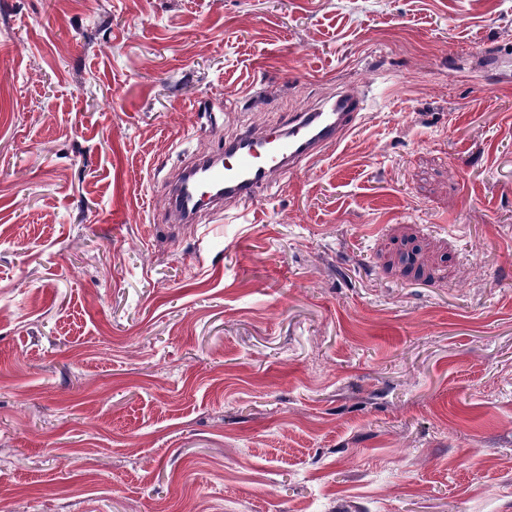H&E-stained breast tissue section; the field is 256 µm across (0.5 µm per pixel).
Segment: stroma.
<instances>
[{
    "label": "stroma",
    "mask_w": 512,
    "mask_h": 512,
    "mask_svg": "<svg viewBox=\"0 0 512 512\" xmlns=\"http://www.w3.org/2000/svg\"><path fill=\"white\" fill-rule=\"evenodd\" d=\"M0 512H512V0H0ZM364 109L363 97L350 90L338 91L333 101L293 115L282 127L251 128L236 139L225 141L224 163L207 166L204 173L202 184L208 188L207 196L210 195L208 209L214 210L225 202L236 205L233 210L224 209L225 223L244 218L246 205L265 186L271 170H290L303 161L310 162L334 151L357 127ZM215 186L224 188V193H216Z\"/></svg>",
    "instance_id": "1"
}]
</instances>
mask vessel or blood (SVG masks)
I'll use <instances>...</instances> for the list:
<instances>
[{
  "label": "vessel or blood",
  "mask_w": 512,
  "mask_h": 512,
  "mask_svg": "<svg viewBox=\"0 0 512 512\" xmlns=\"http://www.w3.org/2000/svg\"><path fill=\"white\" fill-rule=\"evenodd\" d=\"M365 109L360 95L344 90L311 111L293 115L282 126L248 129L224 144V163L208 167L203 183L211 207H224V219L244 218L252 197L270 171L288 170L335 150L353 131Z\"/></svg>",
  "instance_id": "b4317fda"
}]
</instances>
